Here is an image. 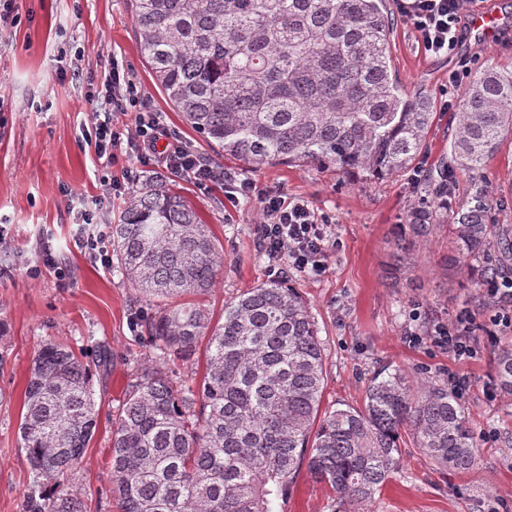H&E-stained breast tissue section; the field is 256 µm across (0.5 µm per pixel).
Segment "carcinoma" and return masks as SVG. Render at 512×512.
<instances>
[{
    "label": "carcinoma",
    "mask_w": 512,
    "mask_h": 512,
    "mask_svg": "<svg viewBox=\"0 0 512 512\" xmlns=\"http://www.w3.org/2000/svg\"><path fill=\"white\" fill-rule=\"evenodd\" d=\"M141 55L184 122L252 169L280 163L383 178L409 169L434 112L392 73L384 0H131ZM512 134V71L489 67L467 88L435 195L458 170L477 174ZM486 186L452 210L453 266L471 286L512 267V225L491 222ZM425 241L437 212L415 206ZM118 269L164 302L141 320L155 366L129 381L112 431L120 512H270L301 469L365 512L399 466L402 435L441 469L481 466L459 396L400 368L368 382L362 404L319 414L325 354L310 307L275 279L224 305L216 323L185 295L215 285L224 249L162 175L139 177L111 225ZM204 349L205 370L178 385L160 366ZM512 395V340L494 351ZM21 448L30 462L23 512H85L73 476L98 425L85 356L47 339L24 391Z\"/></svg>",
    "instance_id": "1"
}]
</instances>
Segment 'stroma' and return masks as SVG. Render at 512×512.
I'll return each mask as SVG.
<instances>
[{
  "label": "stroma",
  "instance_id": "obj_1",
  "mask_svg": "<svg viewBox=\"0 0 512 512\" xmlns=\"http://www.w3.org/2000/svg\"><path fill=\"white\" fill-rule=\"evenodd\" d=\"M395 17L391 38L393 70L405 85L461 99L464 86L448 84L460 57L473 71L488 65L512 68V30L477 40L465 36L457 54L429 56L418 45L397 0H386ZM20 21L0 22V512H23L28 463L18 427L29 368L38 343L52 339L75 351L90 352L89 337L112 351V367L94 379L100 409L96 433L85 451L74 484L87 512H117L112 500V419L133 370L151 362L150 338L140 316L155 306L116 265L102 266L72 240L67 192L85 201L110 194L104 222L118 220L135 179L146 175L128 149L114 163L98 160L83 129L93 98L106 92L113 66L129 73L160 123L199 153L257 189L308 200L332 218L340 246L319 276L291 272L314 313L326 364L321 400L324 410L361 403L369 379L382 367L425 372L433 381L464 374L471 389L462 404L472 422L483 467L453 475L440 470L411 442H404L399 468L376 494L368 512H512V398L487 399L494 381L492 340L485 327L493 308L483 294L467 288L463 273L447 269L450 215L432 236L400 251L408 214L419 202H433L427 181L415 170L438 178L448 159L452 112H436L426 144L411 170L368 181L335 169L277 164L260 170L217 155L185 124L155 83L139 50L130 0H17ZM496 223L512 224V135L482 171ZM173 184L196 209L224 247V264L203 302L221 317L226 302L271 279V262L257 246V197L230 203L224 187L203 190L173 176ZM66 265L58 276L47 263ZM477 318L481 353L466 363L410 333H425L434 321H448L461 309ZM343 502L314 483L306 472L294 477L272 512H344Z\"/></svg>",
  "mask_w": 512,
  "mask_h": 512
}]
</instances>
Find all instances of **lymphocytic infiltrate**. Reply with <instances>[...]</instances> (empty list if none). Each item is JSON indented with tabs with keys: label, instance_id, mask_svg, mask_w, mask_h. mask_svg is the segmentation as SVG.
<instances>
[{
	"label": "lymphocytic infiltrate",
	"instance_id": "f902f5d3",
	"mask_svg": "<svg viewBox=\"0 0 512 512\" xmlns=\"http://www.w3.org/2000/svg\"><path fill=\"white\" fill-rule=\"evenodd\" d=\"M481 0H399L400 13L411 24L425 53H454L463 39V22L473 15ZM112 101L104 112H93L84 136L92 140L98 158L114 161L116 150L128 146L143 165H156L193 180L201 189L223 183L227 196L257 194L261 203L258 224L260 244L272 260L289 259L298 272L321 274L330 253L339 242L331 231L329 216L316 213L308 201L266 191H257L248 181H236L223 168L191 151L175 134L164 128L151 112L137 85L120 70L111 74ZM69 206L75 224L76 245L92 259L109 264L107 233L94 210L79 196ZM474 318L462 310L454 321L436 323L426 334L411 333L414 343H429L445 350L457 361L475 358L480 340L472 330Z\"/></svg>",
	"mask_w": 512,
	"mask_h": 512
}]
</instances>
